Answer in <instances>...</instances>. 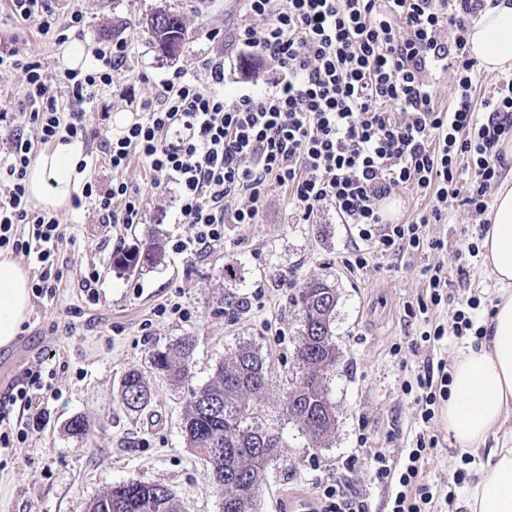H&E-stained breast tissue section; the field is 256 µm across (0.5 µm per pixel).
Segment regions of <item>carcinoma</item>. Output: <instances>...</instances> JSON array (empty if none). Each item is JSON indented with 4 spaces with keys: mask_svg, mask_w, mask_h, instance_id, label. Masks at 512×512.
Listing matches in <instances>:
<instances>
[{
    "mask_svg": "<svg viewBox=\"0 0 512 512\" xmlns=\"http://www.w3.org/2000/svg\"><path fill=\"white\" fill-rule=\"evenodd\" d=\"M143 23L166 58L169 47H182L188 40V28L178 12L156 10ZM162 257L160 239L150 236L114 257L112 264L134 272L158 265ZM337 302L335 286L320 278L306 282L294 298L303 318L296 347L299 373L288 388L284 407L312 448L322 447L336 429V407L328 398L326 380L337 364L333 340ZM193 351L194 340L185 336L153 353L151 361L171 385L179 386L191 375ZM267 386L263 358L251 346L240 345L215 366L206 383L190 391L182 417L184 441L210 467L221 495V512H258L260 483L279 448L278 436L254 421ZM151 398L142 371H127L121 383V405L138 412L149 406ZM95 501L93 512H180L169 487L139 479L114 484Z\"/></svg>",
    "mask_w": 512,
    "mask_h": 512,
    "instance_id": "obj_1",
    "label": "carcinoma"
}]
</instances>
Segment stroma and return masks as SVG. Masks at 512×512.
Returning a JSON list of instances; mask_svg holds the SVG:
<instances>
[{"mask_svg": "<svg viewBox=\"0 0 512 512\" xmlns=\"http://www.w3.org/2000/svg\"><path fill=\"white\" fill-rule=\"evenodd\" d=\"M81 5L89 15L79 36L86 47L109 36L129 44L128 58L115 76L118 90L86 106L92 114L85 142L86 179L103 185L111 181L112 170L99 148L102 133L115 134L129 124L138 99L159 96L168 73L178 69L204 82V60L221 56L227 74L224 92L231 96L245 89L264 92L276 76L271 63L239 56L235 32L245 21L239 0H81ZM158 9L179 12L190 34L172 59L157 51L139 24ZM23 43L48 69L61 67L60 51L46 45L32 26L15 20L9 0H0V51ZM123 177L146 193L140 223L104 224L89 206L62 215L69 243L56 298L33 305L16 341L0 347L1 395L10 386L4 371L20 374L34 357L50 358L57 369L44 431L36 440L0 449V512H86L108 486L130 478L167 485L181 512H220L211 471L185 447L181 419L189 388L207 382L224 355L243 344L259 351L269 379L257 408L258 422L274 429L281 441L280 455L261 483L259 512H277L291 497L312 495L317 484L336 477L349 481L370 512H380L382 487L367 464L346 470L347 458L368 446L399 459L422 431L439 439L423 469L424 480L443 487L454 471H466L467 481L454 488L452 512H468L467 498L483 476L487 458L465 459L448 432L446 407H439L430 423H422L406 386L425 358L451 363L461 348L480 340L451 336L431 348L419 346L423 325L406 306L426 293L423 267L441 260L448 263V300L429 310L431 322L441 321L471 290L496 300L498 286L483 259L426 250L404 257L374 254L366 268H352L348 261L357 249L355 239L335 209L324 207L309 221H300L273 187L260 222L225 225L219 250L202 255L169 251L157 266L122 271L112 264L115 242L128 247L151 232L166 242L191 234L189 225L176 221L175 186L150 188V173L137 159ZM92 262L101 272L95 305L87 303L77 285L78 270ZM228 266L237 269L238 281L225 280ZM315 277L327 279L338 294V361L326 381L336 407V431L322 448L309 446L283 407L298 371L302 328L292 298ZM172 300L190 310L189 320L155 315L156 306ZM185 336L195 340L191 378L188 387L175 388L153 368L151 356ZM132 368L143 371L152 393L150 405L140 412L119 402L121 380ZM77 416L88 423L82 437L67 429Z\"/></svg>", "mask_w": 512, "mask_h": 512, "instance_id": "obj_1", "label": "stroma"}]
</instances>
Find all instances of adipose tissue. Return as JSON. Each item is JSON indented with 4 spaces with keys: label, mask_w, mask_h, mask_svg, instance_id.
Segmentation results:
<instances>
[{
    "label": "adipose tissue",
    "mask_w": 512,
    "mask_h": 512,
    "mask_svg": "<svg viewBox=\"0 0 512 512\" xmlns=\"http://www.w3.org/2000/svg\"><path fill=\"white\" fill-rule=\"evenodd\" d=\"M472 55L490 72L512 70V0L487 5L469 35ZM84 144L54 141L41 150L26 173V187L42 209L69 211L84 177ZM483 257L500 286L487 334L479 346L460 351L447 402L448 431L457 448L470 452L495 438L492 464L473 488L469 512H512V433L503 431L512 417V185L496 196ZM32 310L31 274L10 254L0 253V347L11 345Z\"/></svg>",
    "instance_id": "1"
}]
</instances>
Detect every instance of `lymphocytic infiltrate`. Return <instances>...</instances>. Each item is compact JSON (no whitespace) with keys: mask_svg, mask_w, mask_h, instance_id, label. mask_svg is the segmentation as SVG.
I'll use <instances>...</instances> for the list:
<instances>
[{"mask_svg":"<svg viewBox=\"0 0 512 512\" xmlns=\"http://www.w3.org/2000/svg\"><path fill=\"white\" fill-rule=\"evenodd\" d=\"M246 20L235 34L242 55L259 54L278 72L269 90L226 96L224 63L205 62L207 84L176 71L163 79L162 101L142 98L139 118L105 138L114 172L108 187L84 183L74 207L91 204L105 224L139 223L144 199L119 177L131 159L146 164L156 185L177 187L178 220L191 235L172 243L178 253L202 254L224 243L228 224H255L270 187L282 190L288 208L303 218L333 206L359 240L384 256L428 248L444 253L442 239L426 228L448 218L457 203L481 218L490 191L506 167L502 144L512 136V75L501 76L476 100L477 61L467 34L484 0H243ZM12 14L36 24L54 45H64L86 16L72 7L57 14L53 0H10ZM129 53L124 40L97 45L94 67L48 71L31 54H0V69L20 71L24 97L0 102V251L32 266L34 298L54 300L63 279L59 254L66 227L56 213L30 200L24 179L38 145L87 138L85 103L111 88ZM449 79L448 108H438L437 77ZM425 199L407 220L391 222L382 204L399 191ZM480 295L462 300L446 322L423 331V342L467 332L484 335L470 312ZM56 372L36 357L15 390L0 400V447L36 438L39 409L53 391ZM452 378L416 376L415 401L431 421L448 400ZM33 410L29 421L14 409ZM437 436L417 435L402 462L383 450L367 453L374 479L389 486L388 512H433L452 505L423 480Z\"/></svg>","mask_w":512,"mask_h":512,"instance_id":"f902f5d3","label":"lymphocytic infiltrate"}]
</instances>
